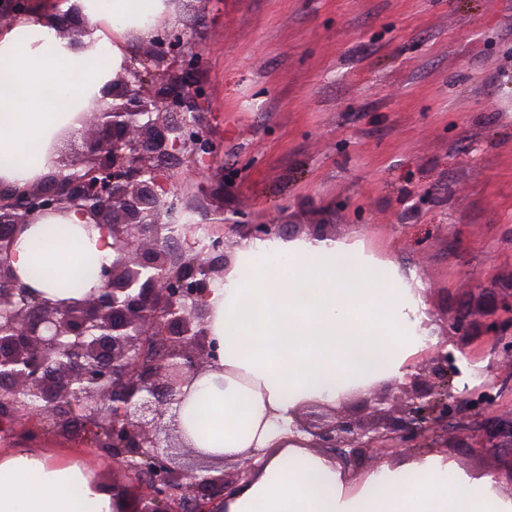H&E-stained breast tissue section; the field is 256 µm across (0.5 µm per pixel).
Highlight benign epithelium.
<instances>
[{"instance_id": "1", "label": "benign epithelium", "mask_w": 512, "mask_h": 512, "mask_svg": "<svg viewBox=\"0 0 512 512\" xmlns=\"http://www.w3.org/2000/svg\"><path fill=\"white\" fill-rule=\"evenodd\" d=\"M37 0H0V27L37 17ZM64 35L83 26L75 10L44 12ZM204 67L191 35L169 23L155 26L139 52L103 91L106 105L79 119L82 143L63 131L51 171L23 186L0 182V434L36 447L47 434L90 442L112 460L125 486L112 484L113 512H221L224 491L248 479L213 475L224 462L189 445L179 412L193 381L219 367L210 340L209 290L224 281L232 235L284 236L278 224H226L209 242L171 245L170 224L183 203L175 159L207 171L217 158L207 93L191 76ZM76 211L112 236V261L102 287L81 299L54 300L24 284L10 263L14 242L35 219ZM489 334L512 369V291L484 311ZM472 314L458 312L447 338L466 336ZM461 376L447 345L427 351L403 380L376 388L365 423L345 403L302 406L294 430L308 446L331 453L352 470L396 453L467 442L491 456L512 458V418L488 422L490 387L512 388V372L484 389L454 391Z\"/></svg>"}]
</instances>
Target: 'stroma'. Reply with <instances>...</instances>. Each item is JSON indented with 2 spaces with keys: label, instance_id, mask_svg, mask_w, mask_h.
<instances>
[{
  "label": "stroma",
  "instance_id": "obj_1",
  "mask_svg": "<svg viewBox=\"0 0 512 512\" xmlns=\"http://www.w3.org/2000/svg\"><path fill=\"white\" fill-rule=\"evenodd\" d=\"M173 21L236 175L220 204L183 175L187 223L321 225L415 275L433 335L474 311L456 387L507 375L483 312L512 287V0H197ZM41 451L112 482L96 449Z\"/></svg>",
  "mask_w": 512,
  "mask_h": 512
}]
</instances>
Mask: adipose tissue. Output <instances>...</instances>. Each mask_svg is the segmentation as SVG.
Segmentation results:
<instances>
[{
  "instance_id": "1",
  "label": "adipose tissue",
  "mask_w": 512,
  "mask_h": 512,
  "mask_svg": "<svg viewBox=\"0 0 512 512\" xmlns=\"http://www.w3.org/2000/svg\"><path fill=\"white\" fill-rule=\"evenodd\" d=\"M85 26L64 36L29 19L0 30V180L47 172L58 133L105 106L124 42L149 39L170 0H68ZM77 212L46 218L18 239L11 263L48 295L98 287L112 238L86 236ZM422 285L333 238L258 240L208 298L221 368L195 381L180 413L194 447L251 463L224 512H512V492L439 451L344 469L292 430L308 403L403 377L428 343ZM0 512H113L110 493L76 464L0 454Z\"/></svg>"
}]
</instances>
